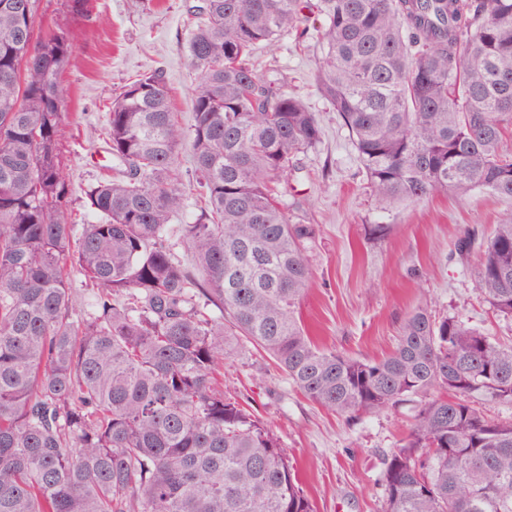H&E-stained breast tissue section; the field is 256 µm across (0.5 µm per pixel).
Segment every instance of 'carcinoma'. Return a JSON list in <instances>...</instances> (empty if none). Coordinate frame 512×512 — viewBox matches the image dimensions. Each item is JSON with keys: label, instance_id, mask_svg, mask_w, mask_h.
Segmentation results:
<instances>
[{"label": "carcinoma", "instance_id": "obj_1", "mask_svg": "<svg viewBox=\"0 0 512 512\" xmlns=\"http://www.w3.org/2000/svg\"><path fill=\"white\" fill-rule=\"evenodd\" d=\"M37 3L0 0V512H314L278 439L224 391L241 340L344 419L422 398L387 454L383 512H512V421L482 411L512 405V346L424 307L376 359L306 333L316 228L278 196L322 127L254 56L302 46L317 15L316 89L383 207L512 199V0H201L191 125L162 69L126 84L105 128L116 175L87 190L80 233L58 142L74 46ZM191 193L199 218L175 229ZM457 249L511 320L512 216Z\"/></svg>", "mask_w": 512, "mask_h": 512}]
</instances>
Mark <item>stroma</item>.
Instances as JSON below:
<instances>
[{"mask_svg":"<svg viewBox=\"0 0 512 512\" xmlns=\"http://www.w3.org/2000/svg\"><path fill=\"white\" fill-rule=\"evenodd\" d=\"M198 2L39 0L40 13L76 46L60 76L66 95L59 130L76 226L94 221L85 208L86 190L112 176L103 128L107 107L125 84L163 69L176 112L183 123L191 122L197 79L188 67L184 19ZM257 56L318 112L323 128L320 144L299 154L288 190L317 229L308 245L314 279L301 306L309 335L328 349L379 358L394 347L406 313L423 306L436 318L458 319L512 344V322L482 299L474 258L455 247L467 228L488 230L511 215L512 200L475 190L381 208L347 131L313 83L321 59L316 39L299 49L285 36ZM374 224L389 225V233L370 235ZM224 388L279 439L316 512H383L385 458L406 439L416 402L340 418L292 388L271 359L249 344L225 362Z\"/></svg>","mask_w":512,"mask_h":512,"instance_id":"obj_1","label":"stroma"}]
</instances>
